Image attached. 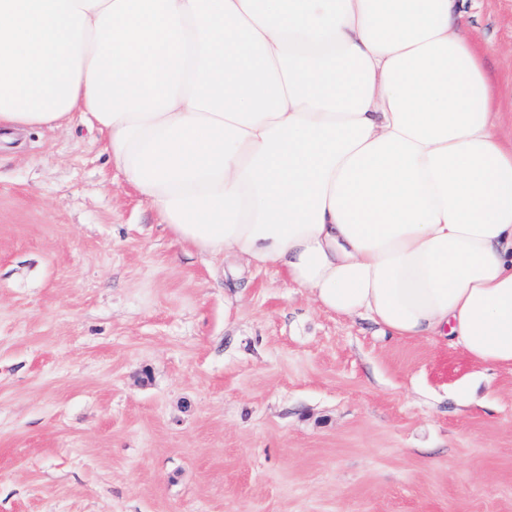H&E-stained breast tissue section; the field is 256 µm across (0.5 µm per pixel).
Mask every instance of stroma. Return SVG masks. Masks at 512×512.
<instances>
[{"label": "stroma", "instance_id": "obj_1", "mask_svg": "<svg viewBox=\"0 0 512 512\" xmlns=\"http://www.w3.org/2000/svg\"><path fill=\"white\" fill-rule=\"evenodd\" d=\"M512 142V0L465 29ZM0 512H512V370L178 242L87 118L0 141Z\"/></svg>", "mask_w": 512, "mask_h": 512}]
</instances>
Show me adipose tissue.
I'll return each mask as SVG.
<instances>
[{
    "mask_svg": "<svg viewBox=\"0 0 512 512\" xmlns=\"http://www.w3.org/2000/svg\"><path fill=\"white\" fill-rule=\"evenodd\" d=\"M467 0H0V138L90 115L176 239L512 368V146Z\"/></svg>",
    "mask_w": 512,
    "mask_h": 512,
    "instance_id": "obj_1",
    "label": "adipose tissue"
}]
</instances>
